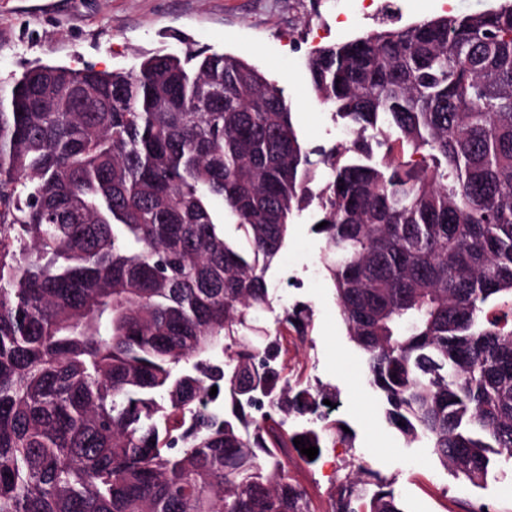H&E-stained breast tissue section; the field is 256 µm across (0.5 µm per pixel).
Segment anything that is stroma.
<instances>
[{
    "label": "stroma",
    "instance_id": "stroma-1",
    "mask_svg": "<svg viewBox=\"0 0 512 512\" xmlns=\"http://www.w3.org/2000/svg\"><path fill=\"white\" fill-rule=\"evenodd\" d=\"M488 0H397V20L360 11L356 0H0V76L40 62L126 71L142 54L182 53L186 46L228 51L264 70L294 104V121L308 148L340 141L341 125L315 99L305 67L317 46L425 18L485 8ZM307 209L294 215L287 245L267 274L270 309L256 327L274 330L284 312L307 309L305 335L285 330L282 359L292 383L336 398L335 452L292 468L315 512H330L338 481L354 461L366 462L399 496L405 512H471L482 504L512 512V467L491 464L477 487L443 467L424 444H407L388 424L383 400L365 384L363 352L350 341L335 287L320 258L326 240Z\"/></svg>",
    "mask_w": 512,
    "mask_h": 512
}]
</instances>
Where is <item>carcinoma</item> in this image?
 Returning <instances> with one entry per match:
<instances>
[{"mask_svg": "<svg viewBox=\"0 0 512 512\" xmlns=\"http://www.w3.org/2000/svg\"><path fill=\"white\" fill-rule=\"evenodd\" d=\"M306 68L349 133L317 163L231 53L0 79V512H314L288 452L314 464L331 396L248 336L311 205L389 423L471 484L512 463V0ZM372 478L331 512H404Z\"/></svg>", "mask_w": 512, "mask_h": 512, "instance_id": "1", "label": "carcinoma"}]
</instances>
